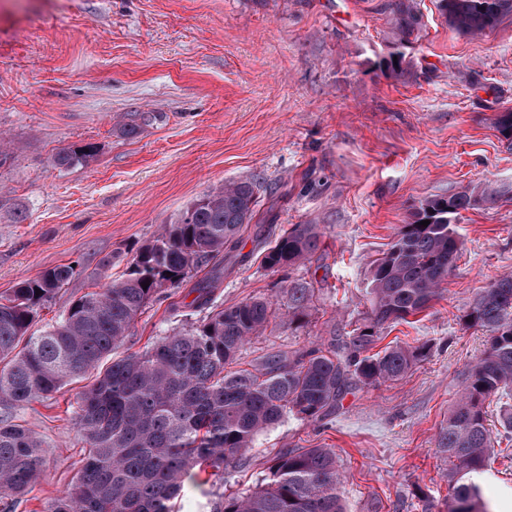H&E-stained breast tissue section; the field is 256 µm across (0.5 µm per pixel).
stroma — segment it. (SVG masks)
Masks as SVG:
<instances>
[{
	"label": "stroma",
	"mask_w": 512,
	"mask_h": 512,
	"mask_svg": "<svg viewBox=\"0 0 512 512\" xmlns=\"http://www.w3.org/2000/svg\"><path fill=\"white\" fill-rule=\"evenodd\" d=\"M385 0H0V296L60 264L77 274L39 311L33 331L125 271L163 224L229 180L266 189L216 292L227 306L277 298L288 277L311 282L301 326L274 312L242 362L295 351L362 322L368 271L414 205L488 181L512 187V146L493 126L512 108V16L472 38L452 30L435 0L401 79L388 52ZM157 112L136 135L115 118ZM87 144L94 159L54 167ZM294 224L323 229L319 250L287 272L262 264L268 242ZM464 250L441 298L382 344H429L397 382L353 387L327 425L287 419L223 482L187 486L176 512H210L220 492L253 489L278 451L335 449L349 512H445L441 424L467 365L488 346L460 317L475 295L512 273V201L463 212ZM165 302L149 305L125 347L179 331ZM81 383L19 413L49 453L16 512H42L74 483L84 458L73 426ZM493 512H512V445L477 478Z\"/></svg>",
	"instance_id": "1"
}]
</instances>
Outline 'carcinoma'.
I'll use <instances>...</instances> for the list:
<instances>
[{"label":"carcinoma","instance_id":"cac0c4a2","mask_svg":"<svg viewBox=\"0 0 512 512\" xmlns=\"http://www.w3.org/2000/svg\"><path fill=\"white\" fill-rule=\"evenodd\" d=\"M387 9L391 30L382 66L399 79L409 72L425 23L418 0H388ZM437 9L456 32L476 36L512 15V0H437ZM158 119L153 112H131L117 128L132 136ZM493 125L512 142V109L496 113ZM93 156L87 145L57 154L54 165L71 167ZM261 189L259 179L246 178L204 194L140 247L121 277L81 296L39 333L30 332L38 310L71 281L74 267L57 265L0 296V512H13L37 483L45 459L44 441L16 421L17 411L89 375L93 382L78 396L74 418L86 445L84 464L74 484L43 512H174V501L198 471L209 468L224 477L260 435L288 417L329 421L352 386L401 379L428 345L395 344L374 353L381 331L422 312L442 293L464 246L456 230L461 212L494 207L502 196L486 185L421 200L372 263L369 311L357 328L292 354L269 351L230 370L273 314L272 301L261 296L228 307L215 302L224 260L237 257ZM422 220L430 224L423 227ZM322 236L319 224L292 225L266 249L265 266H300ZM191 280L193 299L171 302L170 311L177 317L188 309L199 318L141 351H121L148 305ZM281 294L288 324L303 322L314 286L292 279ZM460 322L481 329L488 348L467 366L438 434L439 454L457 461L447 474L446 507L491 512L474 477L485 471L494 439L512 441V408L495 434L486 406L512 399V275L478 292ZM343 479L335 449H286L262 485L217 495L211 512H347L339 493Z\"/></svg>","mask_w":512,"mask_h":512}]
</instances>
